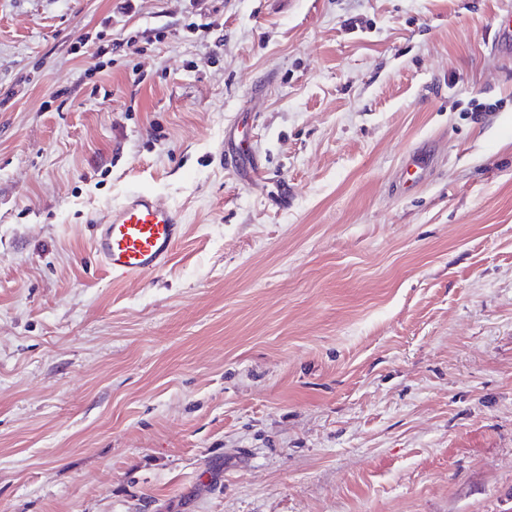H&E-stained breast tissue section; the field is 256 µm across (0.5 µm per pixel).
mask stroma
Wrapping results in <instances>:
<instances>
[{"mask_svg": "<svg viewBox=\"0 0 512 512\" xmlns=\"http://www.w3.org/2000/svg\"><path fill=\"white\" fill-rule=\"evenodd\" d=\"M207 8L0 0V512H512V0ZM183 230L179 211L133 191L94 222L92 249L112 278L139 280L169 266Z\"/></svg>", "mask_w": 512, "mask_h": 512, "instance_id": "35a3bbf8", "label": "stroma"}]
</instances>
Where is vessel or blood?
I'll return each instance as SVG.
<instances>
[{"instance_id":"b4317fda","label":"vessel or blood","mask_w":512,"mask_h":512,"mask_svg":"<svg viewBox=\"0 0 512 512\" xmlns=\"http://www.w3.org/2000/svg\"><path fill=\"white\" fill-rule=\"evenodd\" d=\"M183 230L179 211L135 191L94 222L92 249L113 278L139 280L169 266Z\"/></svg>"}]
</instances>
